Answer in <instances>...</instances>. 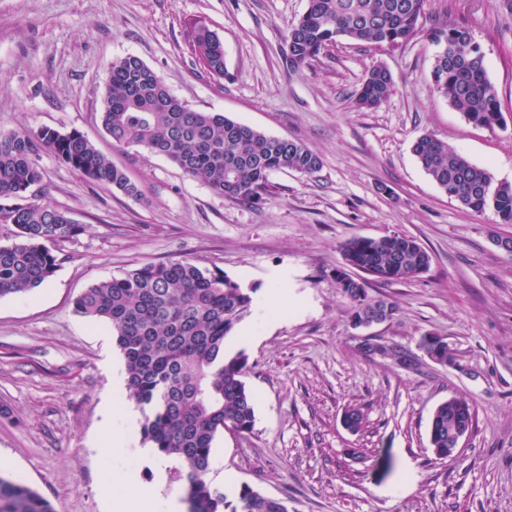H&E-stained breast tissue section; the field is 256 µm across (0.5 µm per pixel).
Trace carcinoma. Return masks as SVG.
I'll return each mask as SVG.
<instances>
[{"label": "carcinoma", "mask_w": 512, "mask_h": 512, "mask_svg": "<svg viewBox=\"0 0 512 512\" xmlns=\"http://www.w3.org/2000/svg\"><path fill=\"white\" fill-rule=\"evenodd\" d=\"M426 0H309L303 16L288 33V58L299 66L315 58L339 37L371 45L398 46L418 36ZM192 54L206 73L224 77V44L202 19L187 23ZM430 41L440 45L431 78L437 92L468 122L495 129L504 122L485 55L468 28L440 24ZM101 125L117 147H143L162 156L187 175L209 184L235 201L258 198L274 170L311 175L320 156L304 143L267 136L222 113L200 112L173 95L157 73L136 56L112 61L106 71ZM390 72L373 66L357 102H384L392 93ZM412 151L425 172L462 207L492 209L503 224H512V182L497 181L485 168L424 135ZM78 171L101 189L139 193L126 173L79 131L0 133V198L25 199L44 179L43 153ZM17 241L0 245V297L25 295L50 281L59 267L54 246L86 232L68 212L40 202L8 210ZM345 264L377 281L412 279L430 266L429 253L413 238L400 235L353 237L341 245ZM368 283L349 278L340 287L352 315L377 310L394 315L393 303L372 298ZM254 289L220 271L193 262L147 263L100 281L74 300L77 313L112 327L126 367L130 398L139 407L143 443L179 467L174 479L185 489L188 512H288L283 500L244 486L234 501L207 479L213 444L226 428L252 430L253 398L244 376L248 358L225 352V341L250 311ZM427 334L418 348L448 366V345ZM469 401L453 396L435 409L430 445L439 460L448 458V436L470 430ZM0 512H54L28 486L0 478Z\"/></svg>", "instance_id": "1"}]
</instances>
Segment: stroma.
<instances>
[{
  "instance_id": "obj_1",
  "label": "stroma",
  "mask_w": 512,
  "mask_h": 512,
  "mask_svg": "<svg viewBox=\"0 0 512 512\" xmlns=\"http://www.w3.org/2000/svg\"><path fill=\"white\" fill-rule=\"evenodd\" d=\"M308 0H0V132L77 130L138 187L132 197L90 184L42 154L40 197L87 230L60 242V266L41 288L0 298V455L7 480L55 512H108L120 472L153 481L152 461L102 434L125 433L123 399L108 373L119 357L111 327L76 313L91 285L146 263L189 259L254 287L249 313L226 341L244 352L254 398L251 432L224 430L209 479L242 486L288 512H512V224L448 197L411 146L429 134L498 181L512 182V11L502 0H428L423 29L467 27L496 88L503 127L469 123L435 90L426 37L397 47L341 38L301 66L286 38ZM204 19L224 44V75L193 57L185 24ZM139 57L190 108L221 112L317 152L312 175L276 170L259 199L215 193L164 157L113 146L99 114L110 62ZM385 65L394 90L362 109L368 70ZM414 238L428 271L370 282L396 306L370 336L417 351L445 338L458 367L421 358L408 369L365 352L336 283L340 246L355 236ZM465 396L475 423L461 456L435 459L436 406ZM361 408L359 431L343 424ZM234 477L225 486V474Z\"/></svg>"
}]
</instances>
